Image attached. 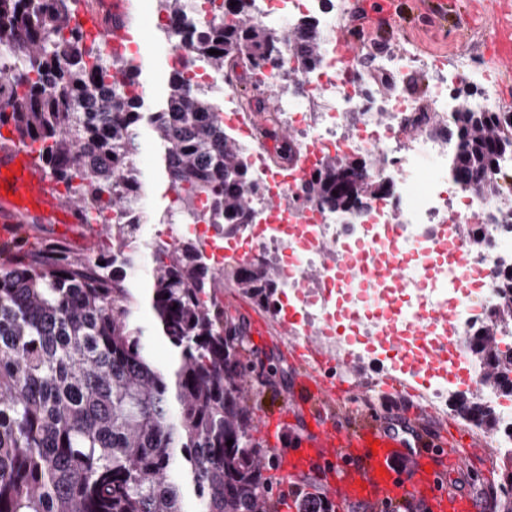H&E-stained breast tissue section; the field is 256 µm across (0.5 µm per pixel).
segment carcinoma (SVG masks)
Returning <instances> with one entry per match:
<instances>
[{
  "instance_id": "obj_1",
  "label": "carcinoma",
  "mask_w": 512,
  "mask_h": 512,
  "mask_svg": "<svg viewBox=\"0 0 512 512\" xmlns=\"http://www.w3.org/2000/svg\"><path fill=\"white\" fill-rule=\"evenodd\" d=\"M78 2L0 0V29L11 35L0 43V126L38 144L39 164L64 186L65 199L82 219L95 213L105 224L104 242L89 257L62 240L30 249L21 235L0 248V512H182L187 495L200 512H268L245 364L232 345L246 334L224 319L214 292L231 281L267 303L278 272L262 261L216 269L200 241L174 245L122 219L145 183L133 164L144 127L161 152L166 191L175 194L162 224L175 214L188 224H236L251 213L258 183L209 91L171 69L165 100L145 110V99L128 92L141 85L140 67L85 46L83 30L70 26ZM157 2L173 19L186 4ZM213 9L220 17L189 38L191 65L257 67L285 44L294 66L281 81L290 82L320 62L313 21L270 29L255 20L254 0ZM456 102L452 121L435 126L454 143L449 173L467 194L497 201L512 230V196L499 183L512 158V124L474 111L466 98ZM354 162L326 158L305 182L306 200L334 212L389 193L384 182H360ZM145 253L159 335L178 355L172 367L155 364L136 323L130 272ZM510 320L512 267L490 324L469 342L485 387L506 397L512 348L490 336ZM455 408L479 427L499 428L493 408L463 395Z\"/></svg>"
}]
</instances>
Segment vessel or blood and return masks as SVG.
<instances>
[{
    "label": "vessel or blood",
    "mask_w": 512,
    "mask_h": 512,
    "mask_svg": "<svg viewBox=\"0 0 512 512\" xmlns=\"http://www.w3.org/2000/svg\"><path fill=\"white\" fill-rule=\"evenodd\" d=\"M368 9L393 24L403 17L402 0H368ZM464 12L470 24L493 17L487 44L498 68H512V0H467ZM85 33L104 48H116L128 37L126 0H91L81 13ZM36 152L28 145H0V242L10 241L20 224L76 223L77 208L54 195L35 166ZM352 264H366L364 287L392 277L401 265L398 251L369 256L367 247L347 253ZM289 348L297 353L303 375L288 415L302 414L304 430L295 443L271 445L283 481L299 476H320L323 488L346 506L382 508L403 500L421 504L424 512H478L468 494L446 484L448 471H464L480 457L477 448L450 447L443 437L424 438L419 419L391 421L372 410L367 423L340 425L335 415L336 387L329 372L347 368V361L332 358L313 338L299 337Z\"/></svg>",
    "instance_id": "obj_1"
}]
</instances>
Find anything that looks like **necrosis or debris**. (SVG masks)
Segmentation results:
<instances>
[{
    "label": "necrosis or debris",
    "instance_id": "obj_1",
    "mask_svg": "<svg viewBox=\"0 0 512 512\" xmlns=\"http://www.w3.org/2000/svg\"><path fill=\"white\" fill-rule=\"evenodd\" d=\"M191 10L170 22L172 38L166 45L169 59L181 64L187 52L179 36L186 24L204 27L214 19L210 0H189ZM256 19L278 27L304 17L320 21L325 44L319 65L306 73L298 95L278 93L280 74L288 63L279 50L262 66L250 69V95L263 99L265 114H257L239 93L240 73L223 74L196 67L203 86L211 88L216 111L236 137L252 174L263 191L252 198L251 218L231 229L230 246L243 263L256 259L275 266L281 292L275 303L296 315L293 335L318 337L326 348L356 362L387 355L389 337L418 357L431 350L446 352L450 360L466 357V372L477 380L478 367L468 360L466 339L491 317L496 306L500 262L512 264V231L490 220L491 200L463 192L448 173L452 143L432 132L435 120H448L455 100L448 94V77L435 61L412 54L372 57L361 67L358 57L341 58L336 43V9L325 0H256ZM410 65H423L436 75L431 107L400 95H372L368 80ZM357 123H349L350 110ZM289 125L299 152L317 168L328 156L372 158V178L388 183L390 192L364 201L351 214L330 212L307 202L303 182L295 178L296 163L274 158L266 131ZM288 201V214L300 224L264 220L270 198ZM479 227L484 240L471 246L468 231ZM466 248L468 273L453 275L455 252L444 249L447 234ZM404 244L405 261L396 280H380L372 287L359 285V273L345 266L344 255L353 245L383 247L390 240ZM423 273L412 293L403 282ZM447 304V327L431 329L425 342L413 339L415 315Z\"/></svg>",
    "mask_w": 512,
    "mask_h": 512
}]
</instances>
